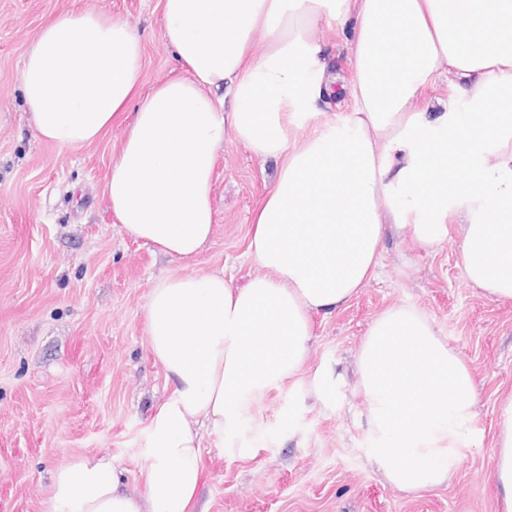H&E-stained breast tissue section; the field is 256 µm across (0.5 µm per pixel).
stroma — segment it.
Segmentation results:
<instances>
[{"label": "stroma", "instance_id": "1", "mask_svg": "<svg viewBox=\"0 0 512 512\" xmlns=\"http://www.w3.org/2000/svg\"><path fill=\"white\" fill-rule=\"evenodd\" d=\"M76 6L138 33L144 89L179 73L160 0H0V512H51V474L70 457L110 453L128 486H139L146 428L167 395L145 332L153 283L220 270L241 287L262 272L245 252L272 173L241 144L226 145L217 164L211 239L180 261L112 219L105 183L121 127L76 147L36 138L22 62L44 21ZM400 304L433 320L478 391V446L464 449L447 484L418 494L390 485L370 461L365 405L354 392L363 337ZM312 323L306 370H332L331 405L297 377L246 401L237 433L244 455L206 444L199 512H500L492 473L496 421L512 393V301L468 284L457 240L424 252L386 236L374 278Z\"/></svg>", "mask_w": 512, "mask_h": 512}]
</instances>
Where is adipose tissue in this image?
Masks as SVG:
<instances>
[{
	"label": "adipose tissue",
	"mask_w": 512,
	"mask_h": 512,
	"mask_svg": "<svg viewBox=\"0 0 512 512\" xmlns=\"http://www.w3.org/2000/svg\"><path fill=\"white\" fill-rule=\"evenodd\" d=\"M183 75L142 88L122 19L72 10L29 44L22 94L35 134L76 146L133 119L106 190L115 223L179 260L213 233L216 165L238 143L273 163L243 288L223 272L168 275L146 306L169 395L146 431L142 489L111 455L59 463L52 512H195L206 439L236 452L244 397L303 372L312 316L373 277L386 229L422 249L459 234L466 281L512 299V0H161ZM345 32L329 60L322 24ZM342 120L324 118L334 89ZM301 138H293L295 129ZM494 483L512 512V397Z\"/></svg>",
	"instance_id": "adipose-tissue-1"
}]
</instances>
